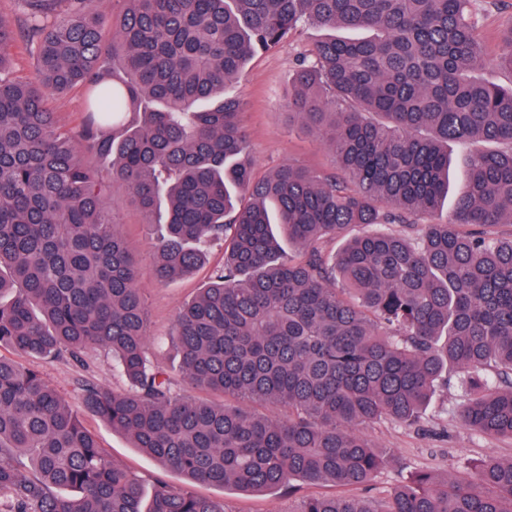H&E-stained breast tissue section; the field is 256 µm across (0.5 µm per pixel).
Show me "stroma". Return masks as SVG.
<instances>
[{"label": "stroma", "instance_id": "35a3bbf8", "mask_svg": "<svg viewBox=\"0 0 512 512\" xmlns=\"http://www.w3.org/2000/svg\"><path fill=\"white\" fill-rule=\"evenodd\" d=\"M511 21V11L490 7L484 11L477 29L486 58L480 75L506 87L512 85V72L497 64L502 52L498 33ZM325 35V29L319 26H299L277 47L256 53L246 64L243 74L224 87L225 96L240 99L244 105L242 123L256 175H263L288 162L315 172L333 169L328 149L296 122L290 121L285 108L297 58ZM108 207L112 222L117 224L138 261L139 286L148 310L151 352L155 361L169 363L173 355L167 337L176 312L199 288L205 287L209 268L166 286L157 284L149 243L161 232V225L149 223L121 192L112 194ZM87 361L89 366L85 369L66 360H40L36 366L74 404L78 403L81 385L86 381L110 391L125 389L126 383L110 355L92 350ZM465 403V393L454 380L438 388L419 426L408 428L399 422L384 420L367 427L368 438L376 446L388 449L391 455L390 462L374 481L372 496L381 495L416 469L443 475L491 458L512 459V439L488 436L463 426L460 411ZM82 420L95 434L109 459L137 474L145 487H152L159 479L176 488L188 486L198 495L224 499L229 512H292L298 501L307 496L358 497L362 494L361 489L330 483L308 485L299 482L290 492L275 489L259 493L203 484L190 486L183 476L161 467L154 459L133 448L126 437L113 432L96 415L83 413Z\"/></svg>", "mask_w": 512, "mask_h": 512}]
</instances>
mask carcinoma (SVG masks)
Segmentation results:
<instances>
[{
  "label": "carcinoma",
  "instance_id": "carcinoma-1",
  "mask_svg": "<svg viewBox=\"0 0 512 512\" xmlns=\"http://www.w3.org/2000/svg\"><path fill=\"white\" fill-rule=\"evenodd\" d=\"M124 2L109 26L101 0H18L29 77L5 70L19 35L0 14V348L112 355L128 389L87 382L81 407L195 484L367 491L389 453L362 428L416 424L451 367L470 391L463 422L512 439V237L495 231L512 224V87L474 75L476 0ZM303 22L370 32L317 42L286 99L334 171L258 177L224 85ZM502 41L512 72V24ZM75 88L85 110L67 127L52 102ZM450 142L470 147L467 177L434 221ZM87 153L112 157L109 178ZM113 190L147 217L164 209L160 283L224 241V262L176 313L173 373L150 357ZM79 408L0 356V512H229L162 480L146 493ZM294 512H512V459L418 469L381 498L308 497Z\"/></svg>",
  "mask_w": 512,
  "mask_h": 512
}]
</instances>
